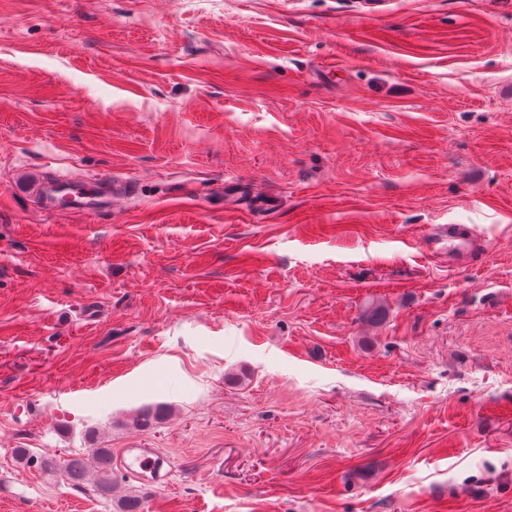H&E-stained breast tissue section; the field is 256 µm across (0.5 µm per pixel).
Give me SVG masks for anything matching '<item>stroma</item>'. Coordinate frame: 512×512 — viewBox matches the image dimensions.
<instances>
[{
	"label": "stroma",
	"mask_w": 512,
	"mask_h": 512,
	"mask_svg": "<svg viewBox=\"0 0 512 512\" xmlns=\"http://www.w3.org/2000/svg\"><path fill=\"white\" fill-rule=\"evenodd\" d=\"M42 167L139 188L49 216ZM234 177L281 209L226 222ZM436 224L486 257L428 255ZM91 427L172 486L18 455ZM125 494L512 512V0H0V512ZM426 251L431 256H447L456 264L481 259L487 243L472 224H440L435 226L424 240ZM170 409L165 403L145 405L133 417V425L142 430L149 429L168 415ZM114 464L122 474L140 480L150 487L166 488L173 481L174 462L158 448L139 445L122 448L115 455Z\"/></svg>",
	"instance_id": "stroma-1"
}]
</instances>
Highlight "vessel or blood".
Wrapping results in <instances>:
<instances>
[{
	"label": "vessel or blood",
	"mask_w": 512,
	"mask_h": 512,
	"mask_svg": "<svg viewBox=\"0 0 512 512\" xmlns=\"http://www.w3.org/2000/svg\"><path fill=\"white\" fill-rule=\"evenodd\" d=\"M31 182L43 188V207L54 211L68 207L82 214L110 211L120 200L135 194V180L115 181L105 176L75 181L66 176L43 179L40 172H32ZM218 192L224 198L226 215L238 217L251 212L276 213L281 199L275 194H259L250 181L240 178L225 181ZM426 251L432 256H445L449 261L462 264L482 258L487 243L481 233L471 224H440L435 226L424 240ZM118 470L144 484L165 488L173 481V460L155 448L133 446L123 448L114 457Z\"/></svg>",
	"instance_id": "vessel-or-blood-1"
}]
</instances>
